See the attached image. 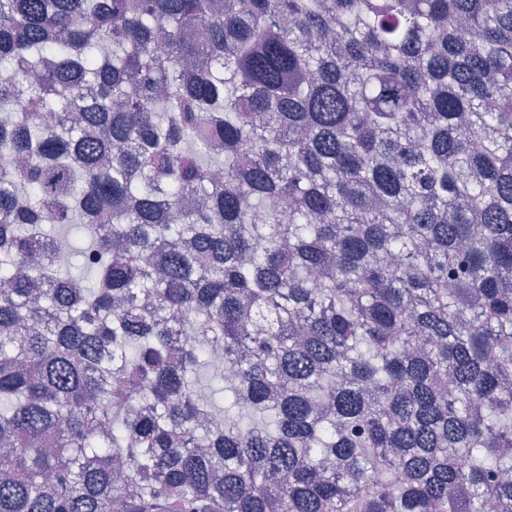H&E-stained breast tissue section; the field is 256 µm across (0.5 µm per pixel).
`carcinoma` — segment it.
Instances as JSON below:
<instances>
[{
  "label": "carcinoma",
  "mask_w": 512,
  "mask_h": 512,
  "mask_svg": "<svg viewBox=\"0 0 512 512\" xmlns=\"http://www.w3.org/2000/svg\"><path fill=\"white\" fill-rule=\"evenodd\" d=\"M0 512H512V0H0Z\"/></svg>",
  "instance_id": "carcinoma-1"
}]
</instances>
